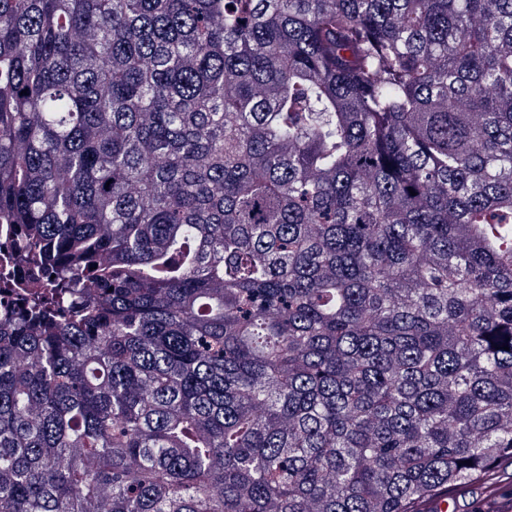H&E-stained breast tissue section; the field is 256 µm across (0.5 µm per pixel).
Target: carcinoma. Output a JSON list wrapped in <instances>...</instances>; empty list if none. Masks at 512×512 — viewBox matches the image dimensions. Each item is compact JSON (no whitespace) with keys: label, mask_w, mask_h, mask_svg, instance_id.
<instances>
[{"label":"carcinoma","mask_w":512,"mask_h":512,"mask_svg":"<svg viewBox=\"0 0 512 512\" xmlns=\"http://www.w3.org/2000/svg\"><path fill=\"white\" fill-rule=\"evenodd\" d=\"M0 231V512L512 463V0H0Z\"/></svg>","instance_id":"obj_1"}]
</instances>
